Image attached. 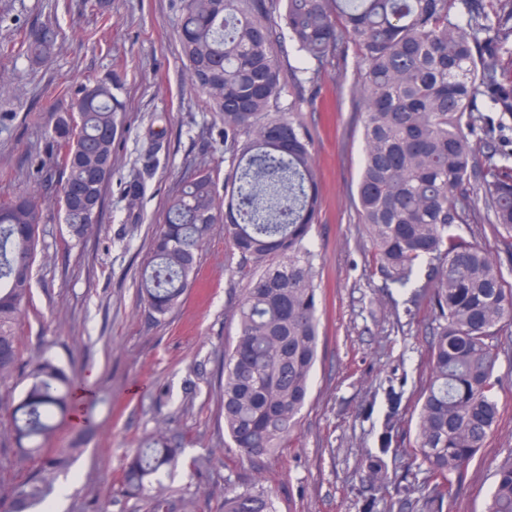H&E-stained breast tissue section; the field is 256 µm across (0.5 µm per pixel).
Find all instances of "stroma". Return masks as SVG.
Returning <instances> with one entry per match:
<instances>
[{
	"instance_id": "stroma-1",
	"label": "stroma",
	"mask_w": 512,
	"mask_h": 512,
	"mask_svg": "<svg viewBox=\"0 0 512 512\" xmlns=\"http://www.w3.org/2000/svg\"><path fill=\"white\" fill-rule=\"evenodd\" d=\"M179 7L180 0H0V43L31 26L58 32L46 61L0 55V199L36 190L47 207L18 334L25 354L49 350L83 392L48 445L92 427L83 453L56 479L63 512H148L146 502L123 496L119 479L125 455L161 420L183 448L163 488L189 500L191 512H222L226 488L256 469L277 512H357L361 463L383 414L371 399L394 383L405 417H416L432 323L424 306L398 324L382 278L370 272V244L353 208L364 147L357 59L321 69L307 115L323 197L313 240L325 296L311 392L288 447L255 469L225 448L219 416L217 378L244 285L223 229L203 246L195 279L165 320L151 318L138 293L170 196L196 171L224 163V124L189 84L179 56ZM114 74L123 83L126 130L113 146L99 222L77 242L58 208L64 176L51 128L83 86ZM134 173L143 183L135 201L123 191ZM500 344L501 418L448 512H484L495 464L512 448V332ZM201 456L209 471L197 475L190 462Z\"/></svg>"
}]
</instances>
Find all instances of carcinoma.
Instances as JSON below:
<instances>
[{
	"mask_svg": "<svg viewBox=\"0 0 512 512\" xmlns=\"http://www.w3.org/2000/svg\"><path fill=\"white\" fill-rule=\"evenodd\" d=\"M58 33L29 28L0 53L47 56ZM289 40L301 62L283 72ZM179 40L192 87L224 123V192L216 170H200L169 201L155 232L139 293L156 320L181 302L206 239L222 225L246 279L233 312L237 335L224 348L218 390L224 435L256 466L286 447L309 396L318 360L321 262L311 232L322 196L313 161L319 68L354 49L363 97V164L354 210L369 239L372 272L385 287L411 289L434 316L429 376L415 422L425 477L393 480L385 459L399 451L403 397L385 388L376 448L365 459L359 512H447L467 468L500 417L499 336L512 327V285L462 228L486 224L512 249V139L478 157L474 140L496 124L512 129V0H183ZM117 77L84 89L57 117L53 141L66 175L60 207L69 236L98 224L123 131ZM288 104H283V94ZM41 197L0 199V386L17 372L27 385L7 434L21 473L0 494V512H50L54 480L82 451L84 432L48 448L72 407L73 379L53 357L24 358L18 325L30 301ZM181 448L157 427L122 465L121 492L149 512H176L161 492ZM224 512H276L251 482L224 493ZM485 512H512V450L495 467Z\"/></svg>",
	"mask_w": 512,
	"mask_h": 512,
	"instance_id": "obj_1",
	"label": "carcinoma"
}]
</instances>
